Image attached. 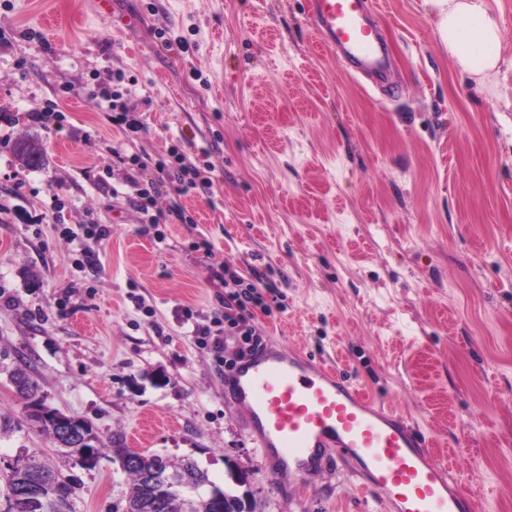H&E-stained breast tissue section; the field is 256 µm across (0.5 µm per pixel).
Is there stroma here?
I'll return each instance as SVG.
<instances>
[{
    "instance_id": "obj_1",
    "label": "stroma",
    "mask_w": 512,
    "mask_h": 512,
    "mask_svg": "<svg viewBox=\"0 0 512 512\" xmlns=\"http://www.w3.org/2000/svg\"><path fill=\"white\" fill-rule=\"evenodd\" d=\"M487 5L492 91L424 0H366L389 98L321 44L309 0H0V462L54 449L10 381L23 360L102 441L193 458L219 485L250 471L256 512H371L343 461L289 494L225 401L183 310L223 312L227 266L261 281L245 318L265 348L329 361L449 457L477 512H512V0ZM116 73L146 125L132 140L103 97ZM52 101L57 131L36 117ZM27 135L41 169L13 152ZM174 146L210 195L163 181ZM149 181L192 223H144ZM75 475L77 512H122L118 465Z\"/></svg>"
}]
</instances>
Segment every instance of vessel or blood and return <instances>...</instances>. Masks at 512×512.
<instances>
[{"label": "vessel or blood", "mask_w": 512, "mask_h": 512, "mask_svg": "<svg viewBox=\"0 0 512 512\" xmlns=\"http://www.w3.org/2000/svg\"><path fill=\"white\" fill-rule=\"evenodd\" d=\"M324 45L356 73L383 77L386 56L362 0H310ZM224 398L248 415L263 456L306 477L326 467V449L352 459L379 512H474L445 463L405 417L303 354L274 350L237 364Z\"/></svg>", "instance_id": "1"}]
</instances>
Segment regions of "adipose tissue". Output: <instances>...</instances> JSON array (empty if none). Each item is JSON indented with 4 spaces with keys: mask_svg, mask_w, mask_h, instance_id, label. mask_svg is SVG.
Segmentation results:
<instances>
[{
    "mask_svg": "<svg viewBox=\"0 0 512 512\" xmlns=\"http://www.w3.org/2000/svg\"><path fill=\"white\" fill-rule=\"evenodd\" d=\"M443 51L462 72L493 84L500 63L499 28L486 0H424Z\"/></svg>",
    "mask_w": 512,
    "mask_h": 512,
    "instance_id": "ef3b65f1",
    "label": "adipose tissue"
}]
</instances>
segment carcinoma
<instances>
[{
  "instance_id": "obj_1",
  "label": "carcinoma",
  "mask_w": 512,
  "mask_h": 512,
  "mask_svg": "<svg viewBox=\"0 0 512 512\" xmlns=\"http://www.w3.org/2000/svg\"><path fill=\"white\" fill-rule=\"evenodd\" d=\"M16 151L20 160L31 169L42 167L47 159L42 146L27 137L16 143ZM10 380L17 393L27 400L28 419L39 424L42 431L57 442V452L67 458L72 467L90 471L98 467L106 453L112 454V462L120 464L129 477L123 512H183L185 507L190 512H254V504H246V493L250 492V474L239 468L227 466V480L224 481L221 497L211 501L207 494L211 480L195 461L188 458L173 461L159 452H134L116 441L108 447L94 433L92 425L81 418L74 428L89 436V442L79 447L73 443L68 446L58 444L55 421L58 410L47 406L44 399L37 397L39 386L23 366H16ZM17 461L26 462L25 475L45 484L50 495L38 505H32L20 493V472L15 465L9 464L5 470H0V498H4L6 503L3 512H76L77 482L72 475L33 455L21 456ZM152 469L161 472L188 471L195 491L186 497L177 496L162 483H147L143 478L144 472Z\"/></svg>"
}]
</instances>
